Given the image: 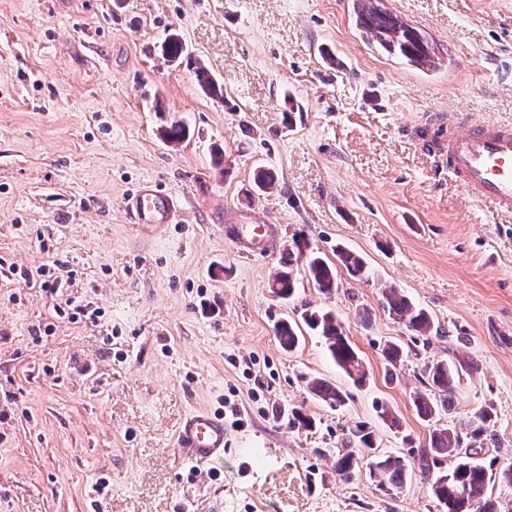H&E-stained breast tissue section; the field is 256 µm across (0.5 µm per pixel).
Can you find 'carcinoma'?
Wrapping results in <instances>:
<instances>
[{
    "label": "carcinoma",
    "mask_w": 512,
    "mask_h": 512,
    "mask_svg": "<svg viewBox=\"0 0 512 512\" xmlns=\"http://www.w3.org/2000/svg\"><path fill=\"white\" fill-rule=\"evenodd\" d=\"M357 22L390 55L401 56L416 65L431 55L429 42L418 29L403 23L389 11H374L364 0L357 11ZM162 52L171 61L179 59L184 52V43L179 35H169L162 44ZM196 78L207 94L220 100L224 99L222 85L206 70H198ZM188 136V127L180 121L171 122L165 130V137L172 143L178 144ZM276 181L277 174L273 170H255L254 186L257 190H272L276 187ZM336 258L351 276L359 280L371 276V270L359 255L338 249ZM301 263L321 293L330 294L337 288L335 267L321 255V251L313 250L304 238L296 237L291 248L282 254L280 268L269 284V288L277 297L289 299L294 295L295 272ZM382 303L394 319L404 323L411 330L425 336L433 332L434 325L429 313L396 288L391 287L382 293ZM303 321L310 330L324 338L330 357L353 383L361 384L366 380L367 372L362 359L346 336L335 312H307L303 315ZM275 336L288 350L295 348L299 341L296 328L286 320L276 325ZM464 369L465 365L461 361L456 363L437 360L426 366L427 389L415 393L412 397V404L422 420L437 421L439 416L451 412L456 379L460 378V371ZM308 387L315 396L331 407H341L345 404L346 393L324 378L309 379ZM491 421V412L483 410L478 414V423L469 429L441 426L432 430L428 447L421 452L420 469L423 473L429 469L428 461L432 456H448L453 459L448 470L436 473L430 482L432 495L444 508V512H502L497 502L485 497L484 491L494 475L512 483V465L494 469L474 461L468 455H461L464 440L478 442L487 435ZM351 435L357 447L348 448L336 456V473L344 479H350L355 474L357 454L377 448L376 434L367 424H357L352 428ZM369 466L370 476L382 489L390 487L399 490L404 487L409 476L407 465L397 456L372 455Z\"/></svg>",
    "instance_id": "obj_1"
}]
</instances>
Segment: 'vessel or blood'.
<instances>
[{"instance_id":"obj_1","label":"vessel or blood","mask_w":512,"mask_h":512,"mask_svg":"<svg viewBox=\"0 0 512 512\" xmlns=\"http://www.w3.org/2000/svg\"><path fill=\"white\" fill-rule=\"evenodd\" d=\"M448 170L457 181L497 211L512 213V124H473L448 119L446 138ZM125 207L138 224L159 228L172 223L176 201L149 182L127 197ZM226 236L243 252L272 247L277 236L273 224H231ZM228 433L223 416L199 409L187 416L178 432L180 447L201 464L224 460Z\"/></svg>"}]
</instances>
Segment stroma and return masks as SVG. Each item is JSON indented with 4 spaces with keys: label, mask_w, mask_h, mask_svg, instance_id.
<instances>
[{
    "label": "stroma",
    "mask_w": 512,
    "mask_h": 512,
    "mask_svg": "<svg viewBox=\"0 0 512 512\" xmlns=\"http://www.w3.org/2000/svg\"><path fill=\"white\" fill-rule=\"evenodd\" d=\"M357 2L0 0V512H90L94 498L100 512H443L416 469L434 425L412 404L438 359L470 364L443 424L490 409L476 456L512 463V217L420 136L451 112L512 122V0H388L429 39L430 67L375 48ZM171 33L185 44L172 63ZM199 68L224 99L202 91ZM180 119L190 139L166 142ZM260 164L278 176L266 194ZM145 181L176 197L174 224L144 230L125 210ZM259 215L282 227L276 251L239 253L225 225ZM296 237L358 253L373 278L339 270L325 295L303 274L290 301L274 297ZM56 259L74 272L62 296L96 320L58 318L59 298L10 273ZM388 286L433 334L384 309ZM313 309L340 318L363 384L312 332L280 345L275 325ZM310 376L341 387L345 406L323 403ZM197 408L231 431L219 468L177 444ZM359 422L410 467L402 489H378L364 457L352 479L337 474Z\"/></svg>",
    "instance_id": "stroma-1"
}]
</instances>
